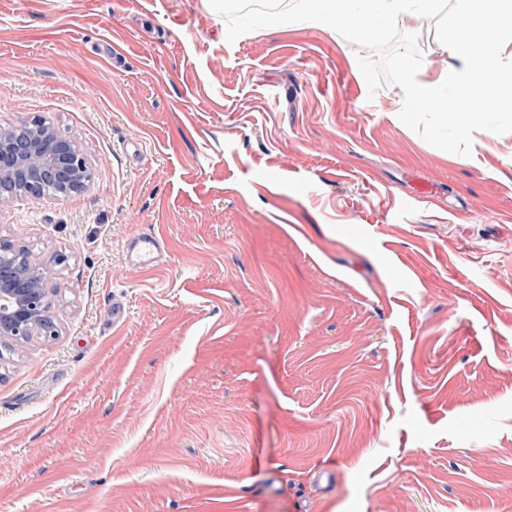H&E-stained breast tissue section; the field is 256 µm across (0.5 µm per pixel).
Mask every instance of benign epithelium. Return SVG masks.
<instances>
[{"label":"benign epithelium","mask_w":512,"mask_h":512,"mask_svg":"<svg viewBox=\"0 0 512 512\" xmlns=\"http://www.w3.org/2000/svg\"><path fill=\"white\" fill-rule=\"evenodd\" d=\"M29 125L21 135L0 129V170L12 173L0 182L1 204L19 195L39 200L46 196L45 184L70 186L83 177L85 161L72 139L39 119ZM51 278L20 248L12 259L0 260V343L57 334L47 288Z\"/></svg>","instance_id":"1"}]
</instances>
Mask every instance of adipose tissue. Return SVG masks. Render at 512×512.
<instances>
[{
	"instance_id": "ef3b65f1",
	"label": "adipose tissue",
	"mask_w": 512,
	"mask_h": 512,
	"mask_svg": "<svg viewBox=\"0 0 512 512\" xmlns=\"http://www.w3.org/2000/svg\"><path fill=\"white\" fill-rule=\"evenodd\" d=\"M438 38L448 66L409 74L407 97L430 112L474 116L512 108V0H450Z\"/></svg>"
}]
</instances>
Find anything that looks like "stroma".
Here are the masks:
<instances>
[{
	"label": "stroma",
	"instance_id": "1",
	"mask_svg": "<svg viewBox=\"0 0 512 512\" xmlns=\"http://www.w3.org/2000/svg\"><path fill=\"white\" fill-rule=\"evenodd\" d=\"M362 54L227 42L209 0H0V128L92 174L0 206L58 331L0 345V512H512V132L431 146ZM166 250L164 240L151 232L133 235L127 241L125 262L133 269L159 265Z\"/></svg>",
	"mask_w": 512,
	"mask_h": 512
}]
</instances>
